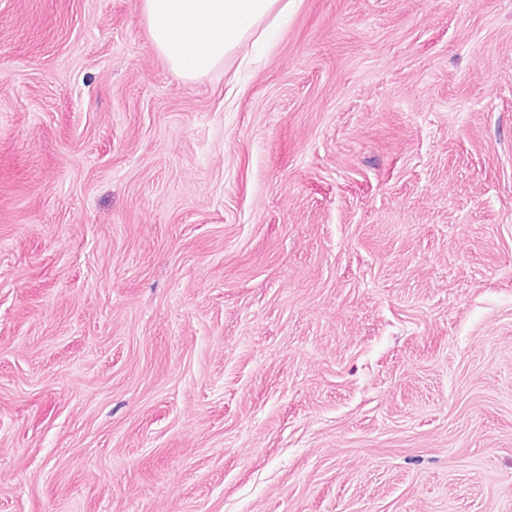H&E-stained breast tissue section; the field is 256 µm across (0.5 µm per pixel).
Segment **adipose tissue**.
I'll use <instances>...</instances> for the list:
<instances>
[{
  "mask_svg": "<svg viewBox=\"0 0 512 512\" xmlns=\"http://www.w3.org/2000/svg\"><path fill=\"white\" fill-rule=\"evenodd\" d=\"M278 0H141L151 40L180 77L209 74L252 38Z\"/></svg>",
  "mask_w": 512,
  "mask_h": 512,
  "instance_id": "obj_1",
  "label": "adipose tissue"
}]
</instances>
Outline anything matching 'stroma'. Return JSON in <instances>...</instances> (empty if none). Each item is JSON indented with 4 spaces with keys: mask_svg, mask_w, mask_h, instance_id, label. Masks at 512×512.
I'll return each instance as SVG.
<instances>
[{
    "mask_svg": "<svg viewBox=\"0 0 512 512\" xmlns=\"http://www.w3.org/2000/svg\"><path fill=\"white\" fill-rule=\"evenodd\" d=\"M140 2L0 0V512H512V0ZM279 0H141L151 40L178 76L209 74L252 38Z\"/></svg>",
    "mask_w": 512,
    "mask_h": 512,
    "instance_id": "1",
    "label": "stroma"
}]
</instances>
